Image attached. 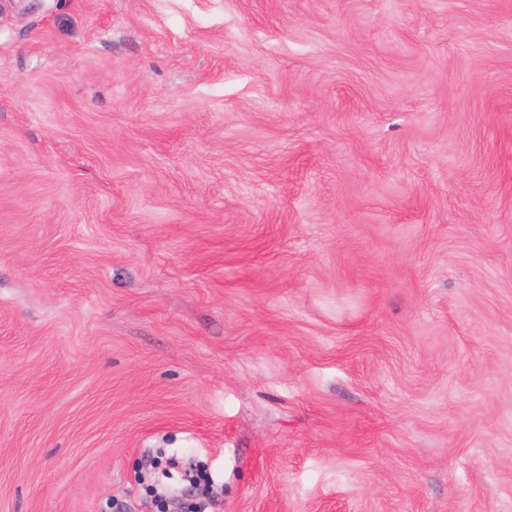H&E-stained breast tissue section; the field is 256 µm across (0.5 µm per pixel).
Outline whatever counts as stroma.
<instances>
[{"mask_svg":"<svg viewBox=\"0 0 512 512\" xmlns=\"http://www.w3.org/2000/svg\"><path fill=\"white\" fill-rule=\"evenodd\" d=\"M512 512V0L0 17V512Z\"/></svg>","mask_w":512,"mask_h":512,"instance_id":"1","label":"stroma"}]
</instances>
